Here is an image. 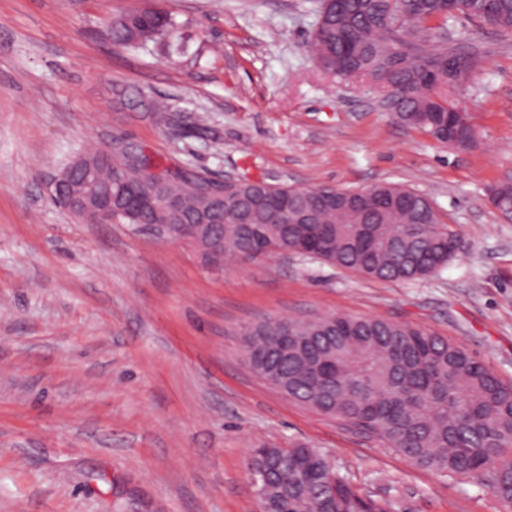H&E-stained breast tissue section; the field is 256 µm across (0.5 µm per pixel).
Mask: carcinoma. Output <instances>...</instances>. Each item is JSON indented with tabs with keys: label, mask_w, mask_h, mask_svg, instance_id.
Instances as JSON below:
<instances>
[{
	"label": "carcinoma",
	"mask_w": 512,
	"mask_h": 512,
	"mask_svg": "<svg viewBox=\"0 0 512 512\" xmlns=\"http://www.w3.org/2000/svg\"><path fill=\"white\" fill-rule=\"evenodd\" d=\"M462 16L512 36V0H339L319 10L310 52L323 71L365 79L390 92L392 118L436 142L459 148L476 143L470 115L452 94L469 80L474 57L448 46L434 26ZM172 13L121 14L105 37L122 48L149 43L178 50ZM161 124L176 111L141 92L115 90ZM142 150L123 137L112 142V191L122 185L141 195L170 194L183 224H198L208 209L198 184L206 172L182 167L170 180L147 175ZM491 202L512 217V184L488 187ZM224 212L210 222L224 236L223 258L256 260L310 247L305 257L379 280H414L439 273L460 243L432 199L412 188L379 183L361 190L330 185L296 188L263 179L224 184ZM118 219L140 230L156 224L149 209ZM288 348L272 322L241 331L244 352L257 357L262 377L316 413L365 431L412 465L477 481L501 512H512V383L465 348L408 323L329 315L283 318ZM248 468L265 475L273 512H395L393 502L356 489L315 448H254Z\"/></svg>",
	"instance_id": "1"
}]
</instances>
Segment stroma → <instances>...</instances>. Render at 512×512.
Instances as JSON below:
<instances>
[{
    "instance_id": "obj_1",
    "label": "stroma",
    "mask_w": 512,
    "mask_h": 512,
    "mask_svg": "<svg viewBox=\"0 0 512 512\" xmlns=\"http://www.w3.org/2000/svg\"><path fill=\"white\" fill-rule=\"evenodd\" d=\"M171 11L187 53L133 52L113 15ZM320 0H0V512H260L252 448L302 442L397 512H499L474 481L424 470L292 403L245 365L239 330L327 315L410 323L512 383V37L449 19L478 64L458 95L478 140L398 126L378 93L322 72ZM162 97L218 139L172 132L112 95ZM216 177L308 188L410 186L460 239L440 273L381 281L302 257L205 266L184 245L86 224L52 175L117 137ZM490 191L491 202L505 217H512V182L508 185L504 181H498L487 188Z\"/></svg>"
}]
</instances>
